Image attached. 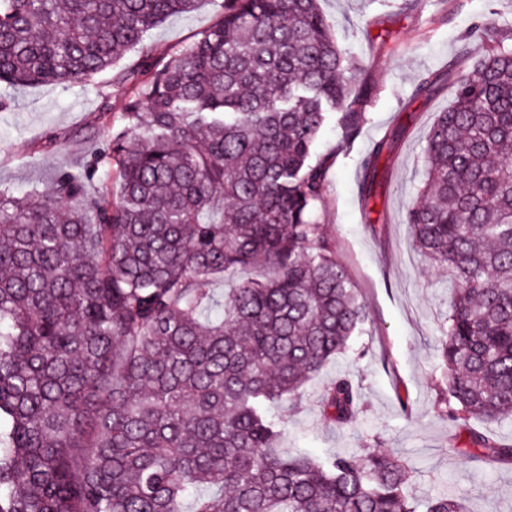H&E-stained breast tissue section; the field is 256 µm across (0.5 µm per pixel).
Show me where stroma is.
I'll use <instances>...</instances> for the list:
<instances>
[{"label": "stroma", "mask_w": 512, "mask_h": 512, "mask_svg": "<svg viewBox=\"0 0 512 512\" xmlns=\"http://www.w3.org/2000/svg\"><path fill=\"white\" fill-rule=\"evenodd\" d=\"M322 0L320 8L345 57L366 67L381 88L366 112L363 132L335 164L323 222L339 245V258L360 289L368 320L345 354L329 360L304 387L288 414V445L326 457L356 454L378 445L408 466L407 494L420 501L447 491H464L470 512H512V464L468 459V431L512 442V423L470 419L462 424L442 413L444 380L438 369V339L452 290L446 272L413 246L406 209L424 181L427 136L450 91L414 98L419 79L447 68L466 44L473 24L495 19L512 29V0ZM224 0H201L189 14L169 18L149 34L160 52L185 46L211 25ZM0 109V189L17 196L45 193L54 178L78 166L108 128H121L128 95L111 73L87 87L28 85L9 90ZM112 115L103 127L101 112ZM403 134L397 149L382 156L381 184L363 213L358 196L361 161L393 129ZM359 383L360 412L338 429L324 419L319 397L336 376Z\"/></svg>", "instance_id": "35a3bbf8"}]
</instances>
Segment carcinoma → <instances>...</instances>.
I'll list each match as a JSON object with an SVG mask.
<instances>
[{
  "mask_svg": "<svg viewBox=\"0 0 512 512\" xmlns=\"http://www.w3.org/2000/svg\"><path fill=\"white\" fill-rule=\"evenodd\" d=\"M199 0H0V86L110 71L124 126L50 194L0 190V512H468L408 497L376 448L324 460L288 448L269 409L343 353L368 319L322 224L330 171L379 86L352 68L318 0H224L186 47L147 33ZM512 33L453 80L408 207L413 242L448 271L439 339L453 421L512 417ZM139 54L121 69L124 52ZM336 117V145L316 153ZM363 163L362 201L378 160ZM112 180L87 193L100 164ZM250 268L215 298L224 273ZM351 425L359 385L321 395ZM469 458L512 462L470 432Z\"/></svg>",
  "mask_w": 512,
  "mask_h": 512,
  "instance_id": "obj_1",
  "label": "carcinoma"
}]
</instances>
